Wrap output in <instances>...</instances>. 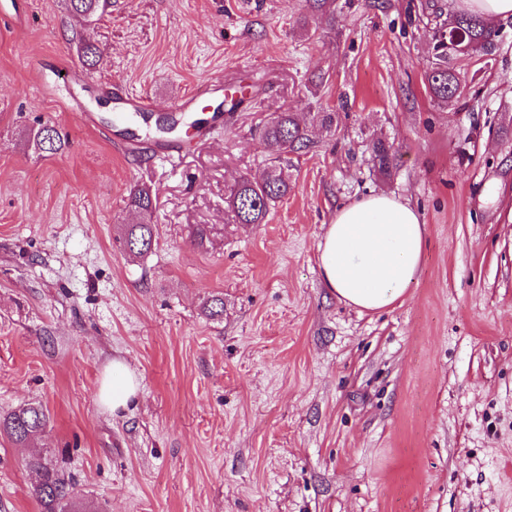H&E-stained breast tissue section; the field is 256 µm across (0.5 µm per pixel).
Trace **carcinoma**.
<instances>
[{
	"label": "carcinoma",
	"mask_w": 512,
	"mask_h": 512,
	"mask_svg": "<svg viewBox=\"0 0 512 512\" xmlns=\"http://www.w3.org/2000/svg\"><path fill=\"white\" fill-rule=\"evenodd\" d=\"M66 9L82 20L94 21L102 15L111 0H65ZM450 29L438 30L436 62L433 63L427 81L430 91L438 102L451 104L460 93V79L451 60L455 56L480 52L490 54L497 46L498 32L488 28L477 17L456 14ZM78 54L83 66L93 69L101 63V53L92 44L81 42ZM335 122V113L317 112L309 122H300L292 112H276L260 130V141L265 152L274 159L288 152H300L313 144L315 128H330ZM33 146L41 152L54 154L64 147L59 134L43 140L41 130L32 137ZM293 190V185L277 164L270 165L263 178L252 180L242 177L229 189L225 198L228 209L238 224H263L272 204L284 198ZM156 195L146 186L135 185L127 196L128 208L145 219L155 208ZM126 249L136 257H143L150 251L154 236L153 225L143 221L137 224L120 225ZM203 311L212 319L224 316V297L213 295L204 303ZM48 417L40 405L29 404L0 418V432L6 433L17 442L25 443L43 433ZM27 467L38 475L33 496L41 512H80L79 495L65 482L58 471L51 467L40 453L32 454Z\"/></svg>",
	"instance_id": "carcinoma-1"
}]
</instances>
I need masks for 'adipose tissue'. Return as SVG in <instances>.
Segmentation results:
<instances>
[{
    "label": "adipose tissue",
    "instance_id": "ef3b65f1",
    "mask_svg": "<svg viewBox=\"0 0 512 512\" xmlns=\"http://www.w3.org/2000/svg\"><path fill=\"white\" fill-rule=\"evenodd\" d=\"M426 247L420 214L399 199L374 194L341 206L318 244L322 280L337 299L359 312L379 313L402 303L416 280ZM138 394L129 367L113 361L99 401L126 409Z\"/></svg>",
    "mask_w": 512,
    "mask_h": 512
}]
</instances>
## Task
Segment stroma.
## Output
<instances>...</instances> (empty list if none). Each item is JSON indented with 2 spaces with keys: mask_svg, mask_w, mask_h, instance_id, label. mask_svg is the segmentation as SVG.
<instances>
[{
  "mask_svg": "<svg viewBox=\"0 0 512 512\" xmlns=\"http://www.w3.org/2000/svg\"><path fill=\"white\" fill-rule=\"evenodd\" d=\"M454 4L112 0L88 25L63 0H0V415H48L33 446L0 434V512H39L35 449L95 512H512V20L494 53L455 57L446 106L426 75ZM116 82L158 112L245 96L162 159ZM274 112L336 123L289 154L265 223H235L225 197L262 177ZM45 124L65 141L50 156L28 141ZM136 184L157 195L138 259L118 238ZM380 193L420 212L427 247L403 304L362 314L324 286L317 245ZM212 294L222 319L202 313ZM116 358L139 393L113 414L98 392ZM113 87L114 91H112V95L114 96V103L120 105L117 108V112L131 116H140L139 112H144V110L148 107V100L142 95L129 93L126 91L119 92V89L116 85H113Z\"/></svg>",
  "mask_w": 512,
  "mask_h": 512,
  "instance_id": "35a3bbf8",
  "label": "stroma"
}]
</instances>
